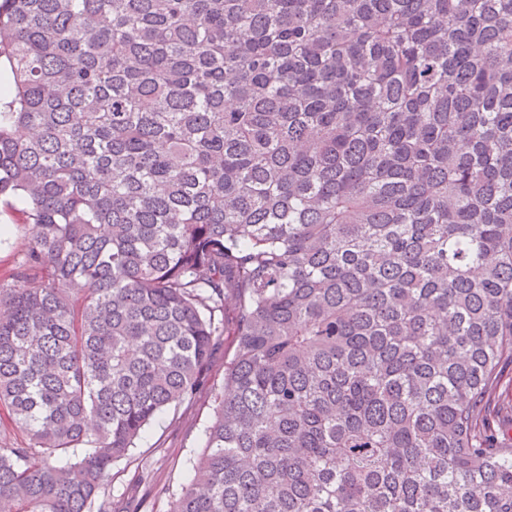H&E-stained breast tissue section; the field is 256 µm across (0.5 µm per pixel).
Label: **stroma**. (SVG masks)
Instances as JSON below:
<instances>
[{"label":"stroma","mask_w":512,"mask_h":512,"mask_svg":"<svg viewBox=\"0 0 512 512\" xmlns=\"http://www.w3.org/2000/svg\"><path fill=\"white\" fill-rule=\"evenodd\" d=\"M25 210L18 198L0 200V277L15 265L17 246L28 230ZM234 351L233 337H225L208 362L207 388L192 401L166 409L128 456L114 465L106 494L115 512H125L137 499L145 503L141 512H168L171 495L193 475L194 460L205 443L213 396L224 385V364Z\"/></svg>","instance_id":"obj_1"}]
</instances>
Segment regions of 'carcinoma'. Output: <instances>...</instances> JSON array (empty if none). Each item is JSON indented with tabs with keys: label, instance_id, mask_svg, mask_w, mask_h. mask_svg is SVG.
I'll return each mask as SVG.
<instances>
[{
	"label": "carcinoma",
	"instance_id": "carcinoma-1",
	"mask_svg": "<svg viewBox=\"0 0 512 512\" xmlns=\"http://www.w3.org/2000/svg\"><path fill=\"white\" fill-rule=\"evenodd\" d=\"M2 71L0 503L112 512L227 333L169 512H512V0H0ZM25 210L24 202L16 197L1 198L0 226L5 232L0 237V277L13 269L18 243L29 228Z\"/></svg>",
	"mask_w": 512,
	"mask_h": 512
}]
</instances>
